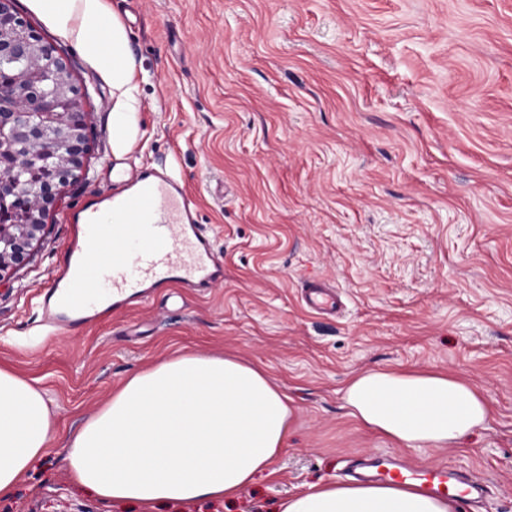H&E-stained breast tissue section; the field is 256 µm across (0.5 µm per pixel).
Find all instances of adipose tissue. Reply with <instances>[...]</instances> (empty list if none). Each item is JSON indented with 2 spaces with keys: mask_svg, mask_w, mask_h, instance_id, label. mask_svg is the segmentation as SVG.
Wrapping results in <instances>:
<instances>
[{
  "mask_svg": "<svg viewBox=\"0 0 512 512\" xmlns=\"http://www.w3.org/2000/svg\"><path fill=\"white\" fill-rule=\"evenodd\" d=\"M359 424L409 448L459 446L485 427L480 389L435 371L367 370L340 390ZM292 410L267 372L234 356L184 354L131 375L63 444L78 485L106 503L232 500L275 476ZM57 433L36 381L0 368V496L27 477ZM281 512H457L453 501L400 484L333 482L283 501Z\"/></svg>",
  "mask_w": 512,
  "mask_h": 512,
  "instance_id": "ef3b65f1",
  "label": "adipose tissue"
}]
</instances>
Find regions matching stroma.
<instances>
[{
    "label": "stroma",
    "mask_w": 512,
    "mask_h": 512,
    "mask_svg": "<svg viewBox=\"0 0 512 512\" xmlns=\"http://www.w3.org/2000/svg\"><path fill=\"white\" fill-rule=\"evenodd\" d=\"M100 2L122 33V86L83 0L65 27L15 0L88 89L90 142L31 260L0 280V367L39 380L59 436L0 512H138L71 484L60 441L133 373L184 353L264 368L291 428L276 476L233 502L157 512H278L374 455L474 473L484 504L459 512H512V0ZM118 112L132 115L126 154ZM125 155L185 182L224 282L45 336L37 296L72 241L67 216L111 188ZM320 277L341 295L336 317L300 301ZM370 369L447 372L493 416L457 448L398 445L342 407L346 379Z\"/></svg>",
    "instance_id": "stroma-1"
}]
</instances>
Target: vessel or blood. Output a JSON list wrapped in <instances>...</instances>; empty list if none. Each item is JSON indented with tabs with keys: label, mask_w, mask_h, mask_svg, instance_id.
<instances>
[{
	"label": "vessel or blood",
	"mask_w": 512,
	"mask_h": 512,
	"mask_svg": "<svg viewBox=\"0 0 512 512\" xmlns=\"http://www.w3.org/2000/svg\"><path fill=\"white\" fill-rule=\"evenodd\" d=\"M121 189L91 194L69 216L77 235L41 302L51 331L93 324L106 311L145 302L163 288H210L222 260L199 224L183 182L165 168L121 171ZM304 305L322 315L341 306L333 284L315 279L301 291ZM362 478L415 487L440 497L476 499L483 486L447 467L421 468L383 456L363 460Z\"/></svg>",
	"instance_id": "b4317fda"
}]
</instances>
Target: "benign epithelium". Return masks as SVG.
Returning <instances> with one entry per match:
<instances>
[{
    "label": "benign epithelium",
    "instance_id": "benign-epithelium-1",
    "mask_svg": "<svg viewBox=\"0 0 512 512\" xmlns=\"http://www.w3.org/2000/svg\"><path fill=\"white\" fill-rule=\"evenodd\" d=\"M23 58L26 65L11 75L12 90L16 100L36 119L26 123L16 122L17 111L0 113V130L9 127L15 137L25 143L26 158L32 159L47 153L46 142L51 133L46 118L53 115V101L31 85L34 72L49 69L60 75H70L65 55L44 37L13 6V0H0V60ZM69 108L61 114L67 128V150L53 162L50 176L41 180L26 193L29 214L43 216L54 205L61 187L77 177L83 158L89 148L88 112L84 101L86 90L69 83ZM43 224H0V280L4 275L24 266L40 239Z\"/></svg>",
    "mask_w": 512,
    "mask_h": 512
}]
</instances>
